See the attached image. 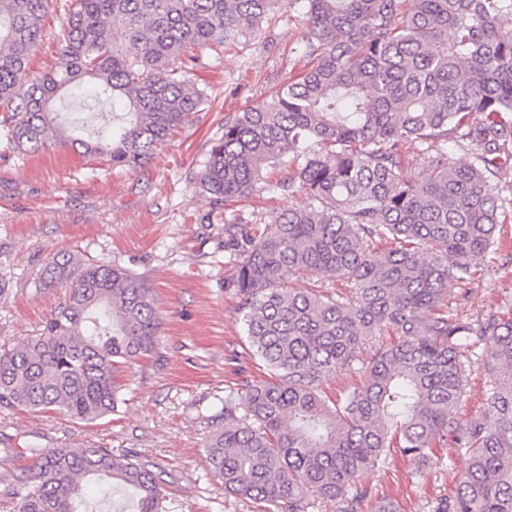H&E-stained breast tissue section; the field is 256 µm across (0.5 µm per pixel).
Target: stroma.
<instances>
[{
    "label": "stroma",
    "instance_id": "1",
    "mask_svg": "<svg viewBox=\"0 0 512 512\" xmlns=\"http://www.w3.org/2000/svg\"><path fill=\"white\" fill-rule=\"evenodd\" d=\"M65 13L51 0L43 36L30 58L33 73L57 60ZM305 17L290 8L250 42L221 53L202 50L193 79L208 88L211 104L178 130L151 163L137 171L112 167L66 149L32 155L0 151V345L38 338L63 297L60 286L36 289L46 258L82 249L105 254L144 276L163 325L153 353L119 373L128 384L125 404L91 424L60 413L0 408V512H17L15 480L31 445L51 449L87 445L135 455L166 481L167 512H254L252 503L225 496L210 474L204 445L209 414L229 390L263 379L251 358L237 300L225 291L233 272L224 253V212L199 192L203 163L225 116L267 98L303 60L296 47ZM294 198L255 192L235 205L237 214L267 224ZM470 285L464 316L482 320L512 310V223ZM473 364L450 418L466 421L485 409L490 378L481 366L483 345L468 352ZM465 456L439 447L423 471L397 455L364 480L392 497L402 512H428L456 489Z\"/></svg>",
    "mask_w": 512,
    "mask_h": 512
}]
</instances>
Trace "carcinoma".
<instances>
[{
	"mask_svg": "<svg viewBox=\"0 0 512 512\" xmlns=\"http://www.w3.org/2000/svg\"><path fill=\"white\" fill-rule=\"evenodd\" d=\"M49 0H0V135L18 154L71 149L136 171L193 114L197 49L250 40L287 0H62L66 28L52 70L30 76ZM302 72L270 99L224 118L199 181L215 206L258 186L306 202L264 227L224 218L252 355L267 379L224 396L205 453L224 494L275 512H400L362 481L392 454L428 467L452 443L468 464L429 512H512V316L472 324L452 309L512 221V0H300ZM121 112L92 121L55 106L75 84ZM471 156L448 163V151ZM421 150L424 176L407 173ZM34 287L64 301L36 340L0 348V406L59 411L89 424L124 402L117 374L150 355L161 317L132 269L87 251L47 259ZM309 275L316 282L294 287ZM345 281L338 301L322 290ZM389 336L379 345L372 339ZM491 376L488 416L449 419L473 338ZM360 366L339 398L323 384ZM19 512H88L80 484L103 479L134 512H166L161 476L106 448L31 447Z\"/></svg>",
	"mask_w": 512,
	"mask_h": 512,
	"instance_id": "obj_1",
	"label": "carcinoma"
}]
</instances>
